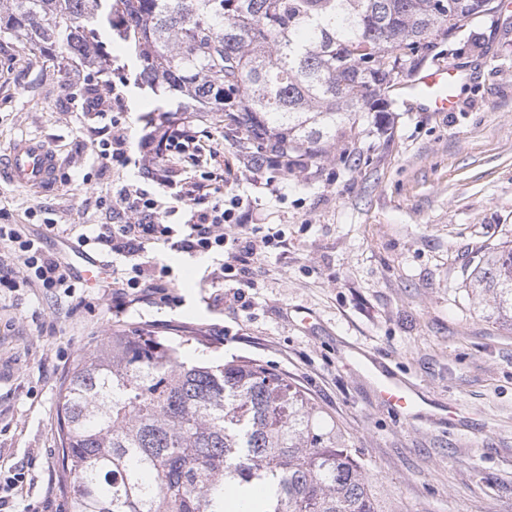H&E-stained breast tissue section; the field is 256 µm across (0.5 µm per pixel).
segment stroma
Returning <instances> with one entry per match:
<instances>
[{"instance_id":"1","label":"stroma","mask_w":512,"mask_h":512,"mask_svg":"<svg viewBox=\"0 0 512 512\" xmlns=\"http://www.w3.org/2000/svg\"><path fill=\"white\" fill-rule=\"evenodd\" d=\"M512 0L473 34L444 41L441 62L465 70L459 109L410 112L395 104L385 126L367 124L359 163L324 158L283 174L255 173L235 133L203 121L218 151L225 198L242 197L253 223L281 229L286 248L267 249L248 275L213 285L220 259L175 254L178 304L117 306V285L73 296L0 288V489L25 472L11 512H69L57 480L60 382L76 354L113 326L211 343L218 357L255 358L286 372L335 417L357 448L381 502L393 512H512V326L489 319L463 270L480 249L512 239ZM99 71L32 55L0 36V153L22 138L56 152L52 187L0 180V224H17L58 255L76 234L49 224H103L112 187L89 139L100 121L91 89L122 85L123 125L140 144L152 110L180 95L152 91L120 42ZM369 351L417 387V416L398 418L372 378L348 358ZM462 412L449 420L446 407Z\"/></svg>"}]
</instances>
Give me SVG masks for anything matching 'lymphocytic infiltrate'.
<instances>
[{
  "mask_svg": "<svg viewBox=\"0 0 512 512\" xmlns=\"http://www.w3.org/2000/svg\"><path fill=\"white\" fill-rule=\"evenodd\" d=\"M97 102L98 116L107 133L99 142L102 166H134L139 176L113 187L108 197L111 221L91 225L89 232L79 234L78 241L129 260V267L123 271V287L135 290L148 284L155 288L165 284L171 270L169 262L145 258L148 249L157 244H167L173 250L202 259L222 255L223 278L228 282L245 277L259 252L284 245L282 230L261 224L253 225L245 237L225 233V225L242 224L243 218L214 198L213 172L177 181L171 168L154 166L153 155L157 152L179 156L191 148L204 153L205 147L188 119L166 122L144 141L141 155L136 158L120 120L121 97L101 95ZM0 243L11 253L10 259L0 258L1 288H41L49 292L60 289L67 295L79 288V281L69 269L46 254L40 240L23 234L18 225L0 224Z\"/></svg>",
  "mask_w": 512,
  "mask_h": 512,
  "instance_id": "f902f5d3",
  "label": "lymphocytic infiltrate"
}]
</instances>
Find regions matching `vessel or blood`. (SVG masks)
<instances>
[{
  "label": "vessel or blood",
  "mask_w": 512,
  "mask_h": 512,
  "mask_svg": "<svg viewBox=\"0 0 512 512\" xmlns=\"http://www.w3.org/2000/svg\"><path fill=\"white\" fill-rule=\"evenodd\" d=\"M462 77L460 69L430 65L400 83V95L433 111L450 112L457 103L454 86ZM57 166L55 154L42 140L22 139L10 150L6 174L15 184L42 188L50 184ZM377 391L385 406L407 420L423 402L418 389L389 377L379 380Z\"/></svg>",
  "instance_id": "obj_1"
}]
</instances>
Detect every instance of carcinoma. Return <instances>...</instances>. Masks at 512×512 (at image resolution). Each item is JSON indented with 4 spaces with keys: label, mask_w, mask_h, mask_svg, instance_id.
<instances>
[{
    "label": "carcinoma",
    "mask_w": 512,
    "mask_h": 512,
    "mask_svg": "<svg viewBox=\"0 0 512 512\" xmlns=\"http://www.w3.org/2000/svg\"><path fill=\"white\" fill-rule=\"evenodd\" d=\"M498 0H0V34L106 66L124 42L139 77L268 149L317 160L357 143L387 92ZM512 323V241L467 275ZM58 483L69 512H384L359 451L288 375L247 357L197 361L183 343L112 332L60 383Z\"/></svg>",
    "instance_id": "cac0c4a2"
}]
</instances>
